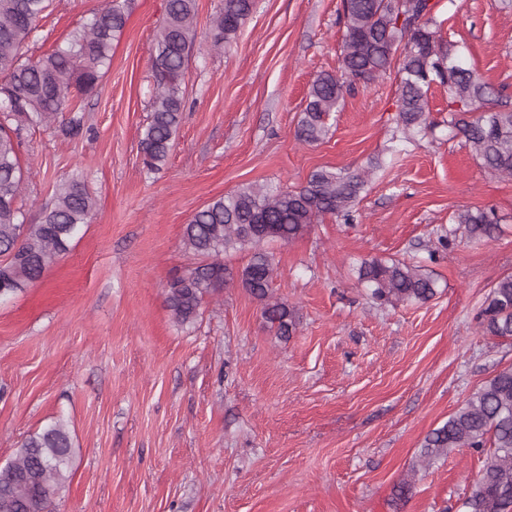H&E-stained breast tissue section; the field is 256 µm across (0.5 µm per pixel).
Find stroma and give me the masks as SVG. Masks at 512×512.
I'll use <instances>...</instances> for the list:
<instances>
[{
    "instance_id": "1",
    "label": "stroma",
    "mask_w": 512,
    "mask_h": 512,
    "mask_svg": "<svg viewBox=\"0 0 512 512\" xmlns=\"http://www.w3.org/2000/svg\"><path fill=\"white\" fill-rule=\"evenodd\" d=\"M436 3L466 66L512 93V0ZM109 4L55 0L32 52ZM221 4L197 0L182 121L161 170L144 166L139 140L165 0H130L112 63L84 101L81 136L24 137L28 223H40L64 179L84 181L98 205L57 264L0 301V465L61 419L75 454L53 512H465L485 454L416 461L431 430L512 366V341L477 321L490 288L512 274V178L489 174L443 128L392 142L391 73L346 96L322 142H298L313 80L340 64L341 0H255L217 49ZM378 155L387 165L370 179L362 220L328 216L270 247L272 292L295 312L293 335L268 328L238 286L205 297L194 323L172 320L166 293L195 261L182 236L198 210ZM486 207L502 218L498 239L459 237L430 257L455 213ZM370 256L426 264L437 295L375 303L356 273ZM406 477L401 501L394 490Z\"/></svg>"
}]
</instances>
